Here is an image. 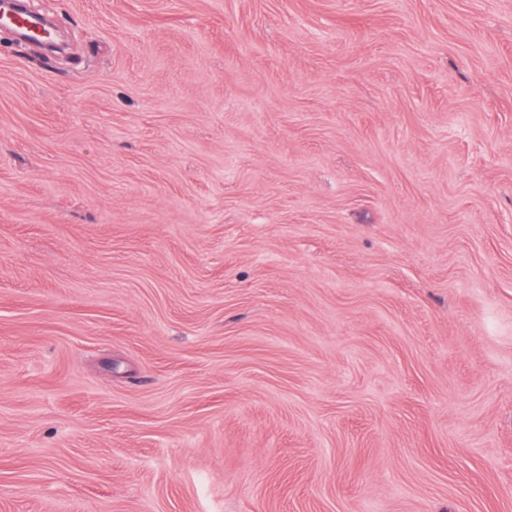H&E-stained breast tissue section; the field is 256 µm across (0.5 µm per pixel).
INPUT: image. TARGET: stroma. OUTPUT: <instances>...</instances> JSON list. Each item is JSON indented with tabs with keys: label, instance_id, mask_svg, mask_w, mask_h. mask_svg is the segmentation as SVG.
Masks as SVG:
<instances>
[{
	"label": "stroma",
	"instance_id": "stroma-1",
	"mask_svg": "<svg viewBox=\"0 0 512 512\" xmlns=\"http://www.w3.org/2000/svg\"><path fill=\"white\" fill-rule=\"evenodd\" d=\"M29 5L0 512H512V0Z\"/></svg>",
	"mask_w": 512,
	"mask_h": 512
}]
</instances>
